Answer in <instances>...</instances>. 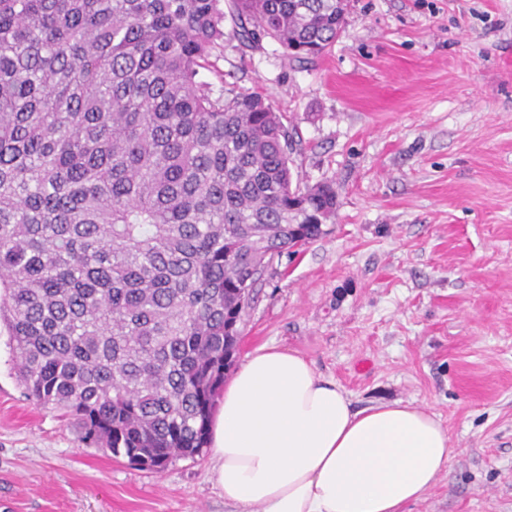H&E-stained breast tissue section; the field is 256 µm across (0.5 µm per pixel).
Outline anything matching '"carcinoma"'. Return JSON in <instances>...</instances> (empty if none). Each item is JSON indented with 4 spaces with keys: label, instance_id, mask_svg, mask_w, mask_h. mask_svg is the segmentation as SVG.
<instances>
[{
    "label": "carcinoma",
    "instance_id": "carcinoma-1",
    "mask_svg": "<svg viewBox=\"0 0 512 512\" xmlns=\"http://www.w3.org/2000/svg\"><path fill=\"white\" fill-rule=\"evenodd\" d=\"M347 0H0V329L26 394L86 446L195 458L224 328L323 233L273 101L197 77L224 43L313 60Z\"/></svg>",
    "mask_w": 512,
    "mask_h": 512
}]
</instances>
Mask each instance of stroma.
<instances>
[{
    "instance_id": "35a3bbf8",
    "label": "stroma",
    "mask_w": 512,
    "mask_h": 512,
    "mask_svg": "<svg viewBox=\"0 0 512 512\" xmlns=\"http://www.w3.org/2000/svg\"><path fill=\"white\" fill-rule=\"evenodd\" d=\"M313 62L232 38L212 88L268 95L300 183L329 182L323 234L275 258L235 364L299 353L355 408L433 412L456 449L408 512H512V0H350ZM0 336V505L8 512H229L209 453L155 472L87 447L34 404Z\"/></svg>"
}]
</instances>
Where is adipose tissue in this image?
<instances>
[{
	"mask_svg": "<svg viewBox=\"0 0 512 512\" xmlns=\"http://www.w3.org/2000/svg\"><path fill=\"white\" fill-rule=\"evenodd\" d=\"M209 443L235 512H404L455 453L435 414L400 401L354 408L311 361L274 346L227 384Z\"/></svg>",
	"mask_w": 512,
	"mask_h": 512,
	"instance_id": "1",
	"label": "adipose tissue"
}]
</instances>
